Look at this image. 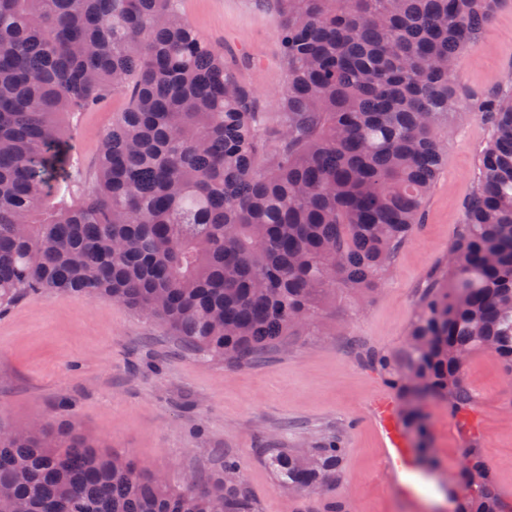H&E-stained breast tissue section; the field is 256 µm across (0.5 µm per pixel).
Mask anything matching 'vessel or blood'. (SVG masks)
<instances>
[{"instance_id": "1", "label": "vessel or blood", "mask_w": 512, "mask_h": 512, "mask_svg": "<svg viewBox=\"0 0 512 512\" xmlns=\"http://www.w3.org/2000/svg\"><path fill=\"white\" fill-rule=\"evenodd\" d=\"M368 418L377 428L383 461L394 481L400 482L405 492L415 493L422 475L409 453L393 397L388 394L374 397Z\"/></svg>"}]
</instances>
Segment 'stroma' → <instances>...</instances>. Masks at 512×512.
<instances>
[{
    "label": "stroma",
    "mask_w": 512,
    "mask_h": 512,
    "mask_svg": "<svg viewBox=\"0 0 512 512\" xmlns=\"http://www.w3.org/2000/svg\"><path fill=\"white\" fill-rule=\"evenodd\" d=\"M182 7L254 92L265 148L276 150L288 82L279 13L264 0H182ZM511 74L512 0H500L453 82L482 92ZM125 101L114 94L78 123L73 147L86 182L94 180L99 136ZM487 137L471 114L443 135L445 165L423 222L398 246L379 288L336 289L316 325L247 364L205 358L158 321L104 298L54 291L19 297L0 310V426L71 422L179 485L213 480L224 472L225 455H235L257 512H326L333 501L345 512H454L446 488L461 466L460 438L447 406L427 407L437 459L432 479L415 495L391 488L377 432L366 421L371 400L390 386L360 354L369 349L401 363L431 273L460 229ZM464 383L475 400L481 452L512 505V376L494 353L478 350L465 363ZM331 437L342 461L322 493L288 490L266 462L268 449L300 451Z\"/></svg>",
    "instance_id": "35a3bbf8"
}]
</instances>
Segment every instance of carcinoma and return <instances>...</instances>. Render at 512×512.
I'll return each instance as SVG.
<instances>
[{"mask_svg":"<svg viewBox=\"0 0 512 512\" xmlns=\"http://www.w3.org/2000/svg\"><path fill=\"white\" fill-rule=\"evenodd\" d=\"M288 85L280 147L264 155L254 93L181 0H0V306L27 292L106 296L227 364L288 344L336 287L382 283L423 221L460 112L489 137L445 265L389 370L401 421L431 468L425 406L457 418V512H506L463 381L482 347L512 376V77L452 83L497 0H272ZM117 92L128 107L97 144L87 188L79 117ZM282 484L336 478L334 439L273 448ZM240 463L176 486L73 423L0 429L11 512H255Z\"/></svg>","mask_w":512,"mask_h":512,"instance_id":"1","label":"carcinoma"}]
</instances>
